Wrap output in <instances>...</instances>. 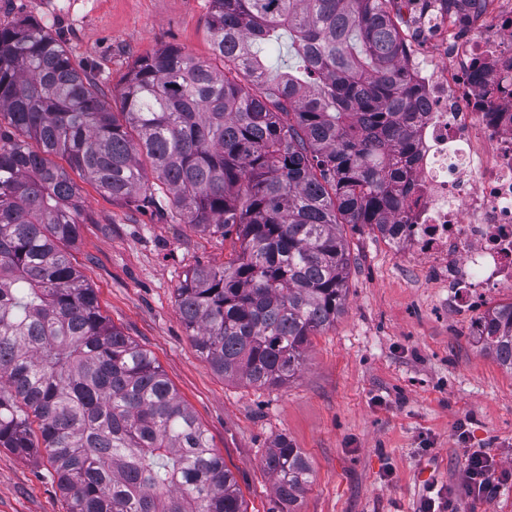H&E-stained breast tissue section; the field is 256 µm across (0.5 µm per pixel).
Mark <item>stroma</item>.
<instances>
[{
	"instance_id": "obj_1",
	"label": "stroma",
	"mask_w": 512,
	"mask_h": 512,
	"mask_svg": "<svg viewBox=\"0 0 512 512\" xmlns=\"http://www.w3.org/2000/svg\"><path fill=\"white\" fill-rule=\"evenodd\" d=\"M209 12V0H0V25L44 24L115 94L137 58L166 46L208 58ZM69 176L87 219L71 263L194 412L247 512H267L274 480L262 458L280 435L311 467L298 512H417L431 485L457 492V512H512V480L492 498L463 486L469 448L512 471V372L470 334L481 313L512 302V288L488 291L481 311L455 309L422 259L347 224L344 310L313 336L300 372L278 387L228 379L193 350L176 290L192 268L227 261L235 237L124 206ZM0 512H69V502L43 461L0 448Z\"/></svg>"
}]
</instances>
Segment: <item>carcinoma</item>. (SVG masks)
<instances>
[{
	"instance_id": "cac0c4a2",
	"label": "carcinoma",
	"mask_w": 512,
	"mask_h": 512,
	"mask_svg": "<svg viewBox=\"0 0 512 512\" xmlns=\"http://www.w3.org/2000/svg\"><path fill=\"white\" fill-rule=\"evenodd\" d=\"M492 2L210 0L211 56L139 59L117 112L45 27L1 26L0 447L46 460L70 512H246L192 410L69 260L83 209L52 157L114 200L236 235L224 264L186 274L178 311L216 372L282 385L343 310L341 227L408 224L402 8L451 27ZM283 32L297 64L274 72L263 50ZM476 340L512 372V302ZM263 466L267 512H296L302 452L278 437Z\"/></svg>"
}]
</instances>
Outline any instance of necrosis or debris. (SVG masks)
I'll return each mask as SVG.
<instances>
[{"label":"necrosis or debris","instance_id":"1","mask_svg":"<svg viewBox=\"0 0 512 512\" xmlns=\"http://www.w3.org/2000/svg\"><path fill=\"white\" fill-rule=\"evenodd\" d=\"M410 62L419 92L408 164L410 223L399 246L425 258L462 310L512 287V0L492 28L448 49V21Z\"/></svg>","mask_w":512,"mask_h":512}]
</instances>
